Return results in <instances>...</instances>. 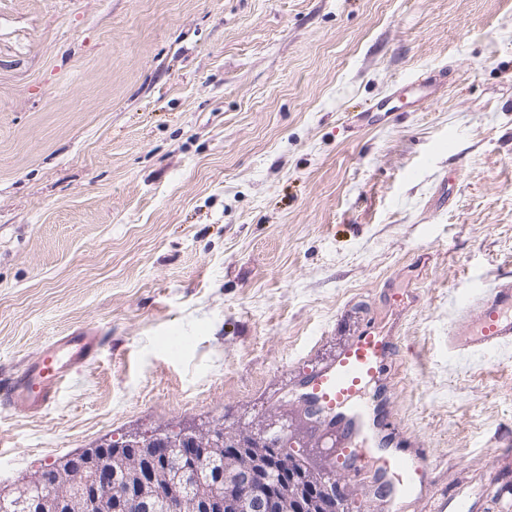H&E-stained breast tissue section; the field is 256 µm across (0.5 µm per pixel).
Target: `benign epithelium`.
I'll use <instances>...</instances> for the list:
<instances>
[{
    "mask_svg": "<svg viewBox=\"0 0 512 512\" xmlns=\"http://www.w3.org/2000/svg\"><path fill=\"white\" fill-rule=\"evenodd\" d=\"M286 440L217 427L131 437L56 461L0 488L12 512H351L331 470Z\"/></svg>",
    "mask_w": 512,
    "mask_h": 512,
    "instance_id": "7a95c632",
    "label": "benign epithelium"
}]
</instances>
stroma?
Segmentation results:
<instances>
[{"label":"stroma","mask_w":512,"mask_h":512,"mask_svg":"<svg viewBox=\"0 0 512 512\" xmlns=\"http://www.w3.org/2000/svg\"><path fill=\"white\" fill-rule=\"evenodd\" d=\"M506 276L512 0H0V373L105 338L45 413L0 405V486L132 435L270 426L383 512L298 390L374 321L397 334L387 407L435 469L406 512L489 500L512 345L460 355L448 328ZM478 502L464 496H460L459 493L454 495H448L444 493L440 498L434 499V511L435 512H472L477 509Z\"/></svg>","instance_id":"1"}]
</instances>
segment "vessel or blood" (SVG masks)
<instances>
[{"mask_svg":"<svg viewBox=\"0 0 512 512\" xmlns=\"http://www.w3.org/2000/svg\"><path fill=\"white\" fill-rule=\"evenodd\" d=\"M512 342V278L464 299L448 330V348L457 353L494 351ZM104 343L93 328L57 337L16 375L0 382V399L37 415L51 406L71 373L94 361ZM392 331L370 325L337 355L309 374L301 395L323 432L318 443L355 474H371L386 512H402L408 499L431 488L433 470L421 449L398 441L387 412L388 376L393 365ZM476 501L454 494L434 501V512H476Z\"/></svg>","mask_w":512,"mask_h":512,"instance_id":"obj_1","label":"vessel or blood"}]
</instances>
